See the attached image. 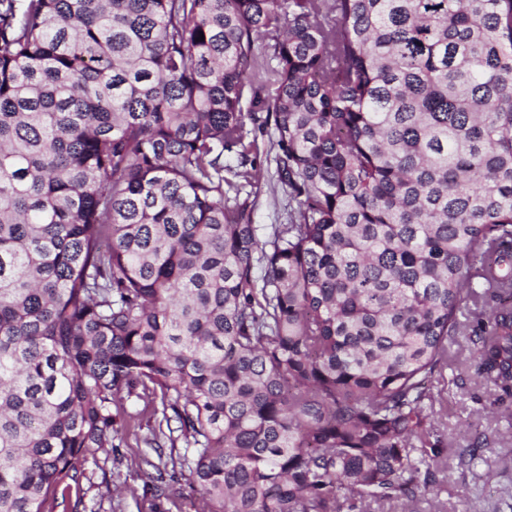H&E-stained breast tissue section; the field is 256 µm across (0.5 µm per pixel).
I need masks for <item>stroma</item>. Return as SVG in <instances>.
Instances as JSON below:
<instances>
[{
	"mask_svg": "<svg viewBox=\"0 0 512 512\" xmlns=\"http://www.w3.org/2000/svg\"><path fill=\"white\" fill-rule=\"evenodd\" d=\"M261 161V192L253 222L261 234L287 221L288 195L277 182L276 167L266 153L268 136L257 140ZM485 303H468L460 318L462 330L448 345L445 392L433 410L435 428L444 443L441 468L434 489L422 498L416 512H465L479 502L483 512H512V398L490 403L489 385L477 370L471 332L485 314ZM120 414L135 420L123 430L110 452H98L89 463L81 489L69 492L55 512H155L153 487L157 455L149 447L158 417L152 406L130 397L116 405ZM491 447H484V440Z\"/></svg>",
	"mask_w": 512,
	"mask_h": 512,
	"instance_id": "stroma-1",
	"label": "stroma"
}]
</instances>
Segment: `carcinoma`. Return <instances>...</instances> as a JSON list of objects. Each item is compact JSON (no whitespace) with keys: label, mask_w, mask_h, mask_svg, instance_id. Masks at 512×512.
Listing matches in <instances>:
<instances>
[{"label":"carcinoma","mask_w":512,"mask_h":512,"mask_svg":"<svg viewBox=\"0 0 512 512\" xmlns=\"http://www.w3.org/2000/svg\"><path fill=\"white\" fill-rule=\"evenodd\" d=\"M480 288L512 396V0H0V512L80 488L124 395L201 512L413 503ZM257 135L261 161V192L254 210L253 224L259 226V234L264 237L270 232L271 224L288 222V194L277 183L276 167L272 161L274 153L272 152L269 157L266 155L270 148V134Z\"/></svg>","instance_id":"obj_1"}]
</instances>
